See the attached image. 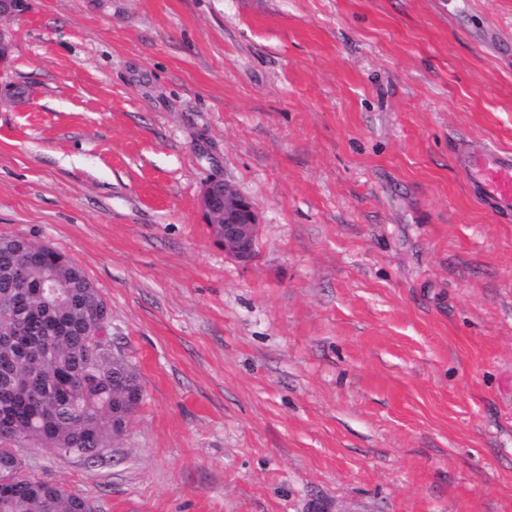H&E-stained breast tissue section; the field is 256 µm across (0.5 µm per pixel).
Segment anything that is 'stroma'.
<instances>
[{"label":"stroma","instance_id":"35a3bbf8","mask_svg":"<svg viewBox=\"0 0 512 512\" xmlns=\"http://www.w3.org/2000/svg\"><path fill=\"white\" fill-rule=\"evenodd\" d=\"M0 87V236L87 272L144 400L96 512H512V0H27ZM256 205L252 261L198 195ZM457 165L471 196L490 207L499 220L512 218V151L489 147L461 148Z\"/></svg>","mask_w":512,"mask_h":512}]
</instances>
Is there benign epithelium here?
Listing matches in <instances>:
<instances>
[{
    "mask_svg": "<svg viewBox=\"0 0 512 512\" xmlns=\"http://www.w3.org/2000/svg\"><path fill=\"white\" fill-rule=\"evenodd\" d=\"M26 0H0V65L7 62L13 51L10 31L1 22L22 14ZM205 223L224 225V252L235 260L248 263L255 256L258 215L251 199L241 194L236 186L223 179L205 184L199 197ZM89 326L96 335L99 325H112L109 308H99L91 314Z\"/></svg>",
    "mask_w": 512,
    "mask_h": 512,
    "instance_id": "7a95c632",
    "label": "benign epithelium"
}]
</instances>
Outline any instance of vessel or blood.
<instances>
[{
  "label": "vessel or blood",
  "instance_id": "obj_1",
  "mask_svg": "<svg viewBox=\"0 0 512 512\" xmlns=\"http://www.w3.org/2000/svg\"><path fill=\"white\" fill-rule=\"evenodd\" d=\"M456 159L472 197L490 207L499 220H512V151L464 147Z\"/></svg>",
  "mask_w": 512,
  "mask_h": 512
}]
</instances>
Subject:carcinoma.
<instances>
[{
    "label": "carcinoma",
    "mask_w": 512,
    "mask_h": 512,
    "mask_svg": "<svg viewBox=\"0 0 512 512\" xmlns=\"http://www.w3.org/2000/svg\"><path fill=\"white\" fill-rule=\"evenodd\" d=\"M27 269V282L15 268ZM49 284L47 300L37 287ZM103 296L84 268L50 244L0 236V512H93L80 494L19 471L13 430L70 454L108 448L144 399L134 367L92 345L87 315Z\"/></svg>",
    "instance_id": "cac0c4a2"
}]
</instances>
